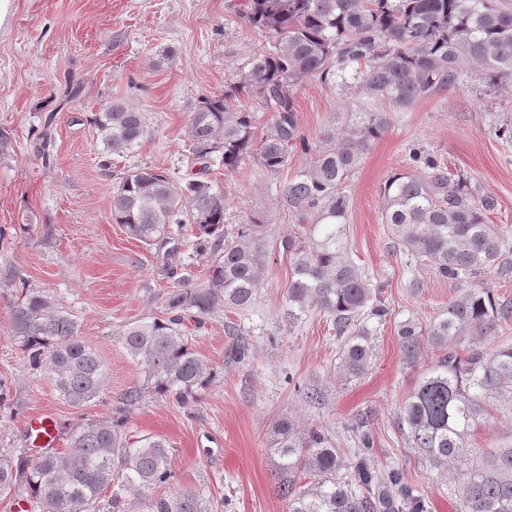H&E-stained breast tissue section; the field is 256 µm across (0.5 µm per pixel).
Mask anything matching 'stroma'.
I'll use <instances>...</instances> for the list:
<instances>
[{
	"instance_id": "obj_1",
	"label": "stroma",
	"mask_w": 512,
	"mask_h": 512,
	"mask_svg": "<svg viewBox=\"0 0 512 512\" xmlns=\"http://www.w3.org/2000/svg\"><path fill=\"white\" fill-rule=\"evenodd\" d=\"M242 2L10 0L0 24V138L8 141L0 155V381L10 389L0 407V452L31 447L27 421L42 412L64 426L112 419L121 395L142 379L117 338L122 326L163 316L168 290L208 280L213 257L192 256L182 245L167 256L165 247L146 246L113 221V192L123 173L149 168L211 182L224 193L225 224L259 220L265 243L259 296L249 311L224 307L184 318L194 350L216 372L198 402L186 409L149 393L129 417L134 437L172 445L171 492L202 491L220 503L219 512H287L274 484V422L288 418L318 428L346 462L363 422L374 438L375 467L399 469L431 512H456L447 475L397 426L404 401L440 353L423 346L415 365L407 366L397 328L409 318L429 323L463 289L429 267L409 266L382 221L381 189L392 173L410 168V149H420L436 158L447 178H465L476 195L496 197L499 206L486 221L512 238V150L492 133L495 125L512 122V85L490 89L474 73L465 85L390 113L387 131L370 143L344 184L346 255L383 284L389 311L384 323L368 320L372 358L362 375L349 378L340 370L343 340L327 315L288 316L295 256L284 241L306 242L311 222L281 205L278 188L314 161L352 113L371 104L354 87L307 79L293 98L309 151L290 150L278 174L251 161L232 174L202 168L192 153L191 112L202 96L223 93L249 58L269 47L242 18ZM75 83L81 94L67 98ZM115 101L144 112L148 133L105 169L99 165L103 144L89 118ZM50 113L54 157L46 164L35 145ZM413 171L430 175L424 167ZM26 289L47 292L73 312L82 337L107 366L105 388L83 407L59 396L14 342L12 312ZM238 336L251 347L242 363L228 358ZM465 443L488 452L511 444L512 401L486 402Z\"/></svg>"
}]
</instances>
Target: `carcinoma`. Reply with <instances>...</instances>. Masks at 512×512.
<instances>
[{"label": "carcinoma", "instance_id": "cac0c4a2", "mask_svg": "<svg viewBox=\"0 0 512 512\" xmlns=\"http://www.w3.org/2000/svg\"><path fill=\"white\" fill-rule=\"evenodd\" d=\"M250 27L270 39L271 49L253 56L238 81L220 95L204 96L190 115L196 158L232 174L248 158L268 173L288 165V147L309 143L299 134L292 88L310 76L328 82L351 76L359 95L387 110L359 112L356 120L315 161L279 188L284 208L314 216L324 227L321 241L295 245L288 301L291 310L323 312L336 335L345 338L341 367L363 374L372 351L365 319L387 316L383 286L346 259L336 225L349 202L342 186L370 142L389 126V111L407 109L444 88L463 83L468 70L487 87L512 81V11L496 0H245ZM255 96L276 114L274 132L254 138V113L236 104ZM107 158L132 151L146 133L144 113L114 102L91 118ZM415 167L434 171L427 180L403 171L384 183L383 223L416 265L466 287L448 309L424 326L413 319L397 330L403 362L415 363L423 342L443 351L432 373L417 383L403 404L398 426L439 472H449L457 512H512V447L468 456L467 433L486 399L512 398V346L493 352L483 341L512 322V299H497L475 278L489 270L512 275L507 238L485 217L498 207L491 195L475 196L467 180L450 182L437 161L412 149ZM112 217L133 239L165 244L171 225L189 223L191 249L213 255L208 283L171 290L168 317L126 326L119 340L142 372V382L123 393L111 420L68 430L69 448L49 450L36 459L26 451L0 453V497L26 498L39 512H102L146 508V512H211L196 491L154 495L172 479L170 443L158 437L130 440L131 410L144 393L186 408L215 372L192 348L183 315L200 316L221 307L245 310L257 301L264 249L262 225L240 224L228 240L224 193L204 180L179 183L163 172L136 169L119 182ZM14 340L29 366L45 373L73 407L99 396L107 369L98 352L80 335V324L45 292L22 294L13 310ZM274 480L288 512H430L427 498L402 483L397 469L370 464L373 437L359 435L354 464L342 463L327 437L316 429L298 432L292 421L273 426Z\"/></svg>", "mask_w": 512, "mask_h": 512}]
</instances>
